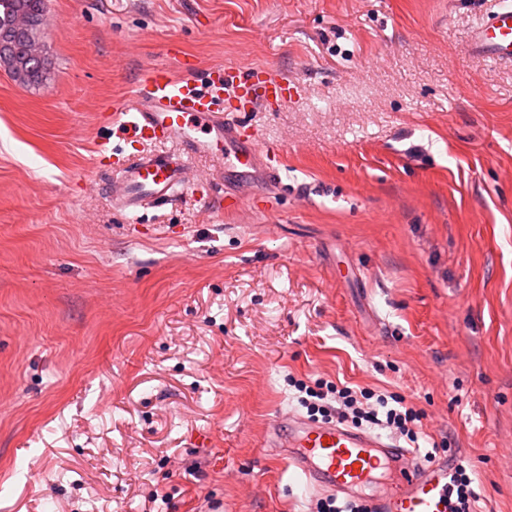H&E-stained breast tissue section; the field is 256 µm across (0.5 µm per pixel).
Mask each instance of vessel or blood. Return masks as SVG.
I'll list each match as a JSON object with an SVG mask.
<instances>
[{
  "label": "vessel or blood",
  "mask_w": 512,
  "mask_h": 512,
  "mask_svg": "<svg viewBox=\"0 0 512 512\" xmlns=\"http://www.w3.org/2000/svg\"><path fill=\"white\" fill-rule=\"evenodd\" d=\"M471 45L492 60L512 63V0H498ZM166 56L165 64L143 71L132 102L105 110L120 143L105 140L96 147L112 203L131 218L195 188L187 171L198 159L223 163L205 178L212 188L221 187L225 169L263 165L266 155L248 139L246 117L290 92L287 81L264 78L262 69L245 65L215 66L195 78L175 43ZM168 141L175 151H154V144ZM267 442L320 493L356 500L373 492L376 512H448L447 464L422 465L413 451L378 435L292 415L275 422Z\"/></svg>",
  "instance_id": "vessel-or-blood-1"
}]
</instances>
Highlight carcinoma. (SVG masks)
I'll list each match as a JSON object with an SVG mask.
<instances>
[{
	"instance_id": "cac0c4a2",
	"label": "carcinoma",
	"mask_w": 512,
	"mask_h": 512,
	"mask_svg": "<svg viewBox=\"0 0 512 512\" xmlns=\"http://www.w3.org/2000/svg\"><path fill=\"white\" fill-rule=\"evenodd\" d=\"M47 9L48 0H0V46L12 56L27 59L28 78L32 85L41 82L42 70L36 60L27 58V46L30 40L41 37L40 25ZM21 12L28 16L31 27L28 33L18 35L13 32L12 23Z\"/></svg>"
}]
</instances>
